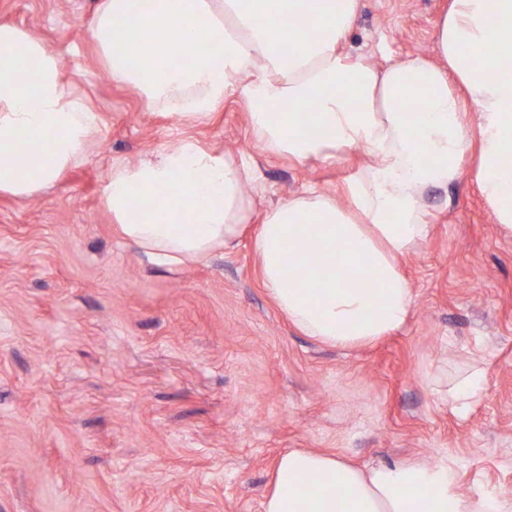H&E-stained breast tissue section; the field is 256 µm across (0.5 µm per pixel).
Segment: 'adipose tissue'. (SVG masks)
<instances>
[{
  "instance_id": "obj_1",
  "label": "adipose tissue",
  "mask_w": 512,
  "mask_h": 512,
  "mask_svg": "<svg viewBox=\"0 0 512 512\" xmlns=\"http://www.w3.org/2000/svg\"><path fill=\"white\" fill-rule=\"evenodd\" d=\"M359 0H100L92 38L113 82L180 124L207 123L240 94L265 150L297 160L361 147L376 159L340 196L316 190L266 212L252 247L265 288L304 334L338 348L402 327L412 292L398 260L430 232L422 193L456 179L465 157L496 224L512 231V0H451L438 63L385 69L343 56ZM287 17L288 28L278 27ZM207 52L178 63L180 48ZM152 64H144L147 43ZM101 116L29 29L0 23V192L27 197L82 159ZM24 151L27 174L13 164ZM250 165L185 138L117 164L103 203L122 234L165 264L233 249L248 222ZM305 474L326 476L313 490ZM264 512H512L463 494L456 462L363 469L325 453L278 461Z\"/></svg>"
}]
</instances>
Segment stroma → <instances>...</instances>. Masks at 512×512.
I'll return each instance as SVG.
<instances>
[{"label": "stroma", "instance_id": "35a3bbf8", "mask_svg": "<svg viewBox=\"0 0 512 512\" xmlns=\"http://www.w3.org/2000/svg\"><path fill=\"white\" fill-rule=\"evenodd\" d=\"M100 0H0L32 30L102 125L83 160L28 197L0 193V512H263L292 449L359 466L457 461L462 493L512 500V233L470 164L422 195L428 238L400 257L405 326L343 350L306 336L266 291L252 240L267 208L339 194L374 164L265 151L240 94L205 125L146 110L105 78L90 30ZM450 0H360L343 44L384 67L435 59ZM191 138L246 158L254 202L234 250L179 266L126 240L102 201L113 165ZM476 365L466 413L448 379ZM484 381V371L480 367H476L459 377L448 388V404L456 410H466L481 397Z\"/></svg>", "mask_w": 512, "mask_h": 512}]
</instances>
